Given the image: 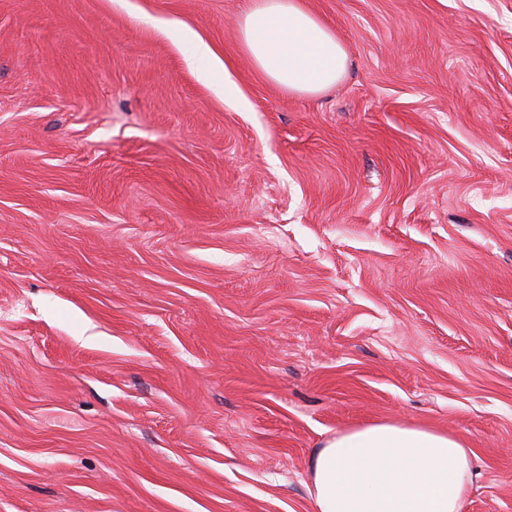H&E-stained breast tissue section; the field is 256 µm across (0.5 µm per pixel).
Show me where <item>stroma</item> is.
<instances>
[{
	"label": "stroma",
	"instance_id": "obj_1",
	"mask_svg": "<svg viewBox=\"0 0 512 512\" xmlns=\"http://www.w3.org/2000/svg\"><path fill=\"white\" fill-rule=\"evenodd\" d=\"M244 4L0 0V512H313L374 422L512 512V0H308L316 96ZM238 31L252 65L290 92L317 95L346 72L348 59L336 32L304 0H249Z\"/></svg>",
	"mask_w": 512,
	"mask_h": 512
}]
</instances>
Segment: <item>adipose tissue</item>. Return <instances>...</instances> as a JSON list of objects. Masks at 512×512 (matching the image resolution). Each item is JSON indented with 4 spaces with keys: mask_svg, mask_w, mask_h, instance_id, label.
I'll list each match as a JSON object with an SVG mask.
<instances>
[{
    "mask_svg": "<svg viewBox=\"0 0 512 512\" xmlns=\"http://www.w3.org/2000/svg\"><path fill=\"white\" fill-rule=\"evenodd\" d=\"M240 47L274 84L316 95L344 75L348 59L334 30L305 0H249ZM473 452L454 435L393 423L337 434L310 458L315 512H463Z\"/></svg>",
    "mask_w": 512,
    "mask_h": 512,
    "instance_id": "1",
    "label": "adipose tissue"
}]
</instances>
